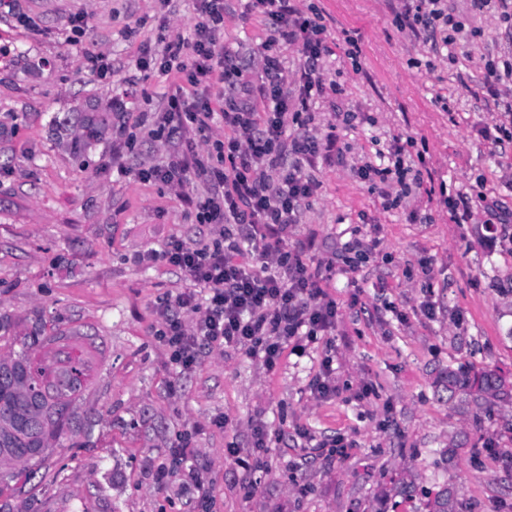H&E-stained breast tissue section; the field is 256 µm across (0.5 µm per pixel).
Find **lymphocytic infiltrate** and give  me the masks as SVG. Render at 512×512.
Returning a JSON list of instances; mask_svg holds the SVG:
<instances>
[{
  "mask_svg": "<svg viewBox=\"0 0 512 512\" xmlns=\"http://www.w3.org/2000/svg\"><path fill=\"white\" fill-rule=\"evenodd\" d=\"M188 36L166 42L161 53L143 48L141 70L157 66L172 77L175 90L156 121L158 133L173 141L163 167L138 170L139 179H159L178 188L197 223L213 225L212 243L170 241L147 259L181 269L190 286L165 302L162 337L172 362L187 371L203 350L235 348L274 368L284 350L300 337H314L336 326L337 306L324 289L336 273L352 271V254L372 243L354 238L341 251L309 265L305 257L314 237L289 241L299 223L301 205L318 194L321 165L338 155L334 133L318 135L312 106L325 92L324 60L330 54L326 26L319 13L307 14L296 0H250L268 35L249 64L226 51L224 0H196ZM400 27L447 35L462 26L448 19L444 0H404ZM295 47L299 66L288 72L276 47ZM221 123L223 137L213 134ZM406 147L390 146L383 163L362 157L353 169L391 208L395 197L410 194L421 176L405 183ZM201 182L203 193L190 192ZM259 260L250 266L245 249ZM204 288L206 301L196 290ZM192 322H184L183 314Z\"/></svg>",
  "mask_w": 512,
  "mask_h": 512,
  "instance_id": "obj_1",
  "label": "lymphocytic infiltrate"
}]
</instances>
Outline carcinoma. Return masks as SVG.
<instances>
[{"label": "carcinoma", "instance_id": "obj_1", "mask_svg": "<svg viewBox=\"0 0 512 512\" xmlns=\"http://www.w3.org/2000/svg\"><path fill=\"white\" fill-rule=\"evenodd\" d=\"M35 346L53 350L56 367L46 389L32 387L42 369L31 357ZM89 361L72 336L23 337L20 350L0 358V482L10 488L27 484L38 474L39 463L52 443L77 435L74 429L76 392ZM454 387L468 391L480 410L491 398L506 393V381L485 373H452Z\"/></svg>", "mask_w": 512, "mask_h": 512}]
</instances>
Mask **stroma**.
<instances>
[{
  "mask_svg": "<svg viewBox=\"0 0 512 512\" xmlns=\"http://www.w3.org/2000/svg\"><path fill=\"white\" fill-rule=\"evenodd\" d=\"M447 2L464 30L445 49L400 28L402 0H300L322 14L333 50L330 89L313 110L343 160L320 166L322 187L289 237L315 235L312 262L356 232L376 245L328 282L338 307L329 336L286 349L271 370L227 348L183 373L156 331L164 300L189 283L139 255L213 236L170 185L137 177L172 149L151 136L153 120L123 150L128 174L112 170V135L117 102L129 119L142 111L130 86L156 112L173 92L134 61L141 46L189 34L194 0H171L165 31L154 0H20L40 17L38 33L0 14V319L11 323L0 356L37 327L95 349L74 404L79 435L51 448L43 479L0 495V512H431L441 494L455 512H512V392L477 410L448 389L452 371H493L512 385V238L488 233L479 211L453 223L447 204L482 191L512 210V143L494 154L480 134L501 119L485 64L512 54V27L495 7ZM77 12L88 30L70 45ZM353 29L363 36L354 60L344 40ZM266 37L258 13L224 0L227 49L246 62ZM89 52L107 56L110 77L92 72ZM397 139L413 140L430 174L386 210L351 166ZM426 299L434 318L421 311ZM328 355L336 393L320 398L310 382ZM338 436L355 443L346 456H312L309 439ZM184 443L200 482L173 462Z\"/></svg>",
  "mask_w": 512,
  "mask_h": 512,
  "instance_id": "stroma-1",
  "label": "stroma"
}]
</instances>
